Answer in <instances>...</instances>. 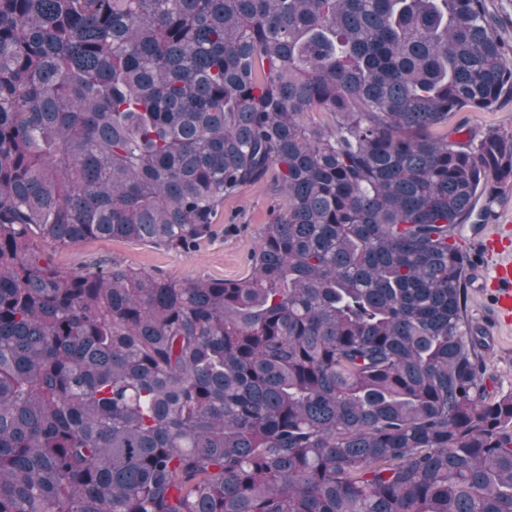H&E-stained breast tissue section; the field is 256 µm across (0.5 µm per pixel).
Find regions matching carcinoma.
<instances>
[{
  "instance_id": "cac0c4a2",
  "label": "carcinoma",
  "mask_w": 512,
  "mask_h": 512,
  "mask_svg": "<svg viewBox=\"0 0 512 512\" xmlns=\"http://www.w3.org/2000/svg\"><path fill=\"white\" fill-rule=\"evenodd\" d=\"M485 0H0V512H512L450 243L512 181ZM287 198L250 275L62 269L184 254ZM487 130L512 135V98L506 99L494 112H456L448 127L438 133H448V140L467 142ZM286 200L270 182L244 185L224 200L213 235L190 255L148 243L89 239L69 246L45 245L53 262L63 268L92 265L108 269L130 265L174 281L186 279H240L251 271L265 224L283 212ZM234 229L227 231L229 226Z\"/></svg>"
}]
</instances>
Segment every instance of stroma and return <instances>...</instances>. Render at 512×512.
Wrapping results in <instances>:
<instances>
[{"instance_id": "obj_1", "label": "stroma", "mask_w": 512, "mask_h": 512, "mask_svg": "<svg viewBox=\"0 0 512 512\" xmlns=\"http://www.w3.org/2000/svg\"><path fill=\"white\" fill-rule=\"evenodd\" d=\"M488 130L512 135V98L492 112H458L448 122L450 140L469 141ZM286 200L268 182L249 184L225 200L213 235L195 252L185 255L148 243L126 240L89 239L69 246L52 248L54 263L64 269L92 265L103 269L130 265L157 276L186 279H240L251 271V256L257 250L265 225L283 212ZM460 249L473 261L468 284L467 315L470 322L484 328L489 347L482 357L495 393L512 391V323L496 321L491 299L481 288V276L495 263L478 246L480 240L498 235L512 242V185H506L493 205V216L484 224H460L453 231Z\"/></svg>"}]
</instances>
